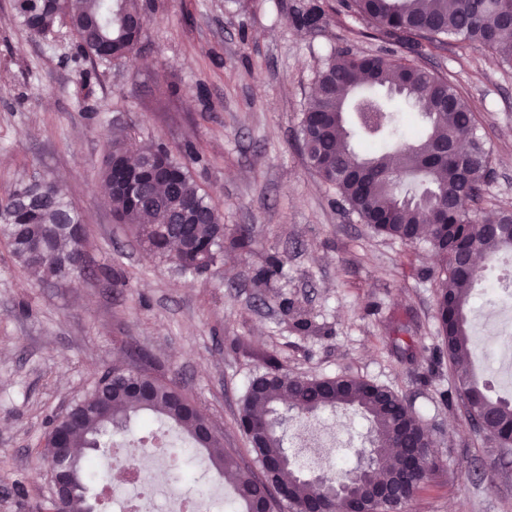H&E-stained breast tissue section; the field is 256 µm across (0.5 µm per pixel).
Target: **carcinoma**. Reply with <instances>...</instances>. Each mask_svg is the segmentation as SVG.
I'll return each mask as SVG.
<instances>
[{
	"mask_svg": "<svg viewBox=\"0 0 512 512\" xmlns=\"http://www.w3.org/2000/svg\"><path fill=\"white\" fill-rule=\"evenodd\" d=\"M58 12L46 0H21L14 5L20 24L35 35H47L57 19L64 17L75 32L82 52L93 60H122L137 47L140 36L132 25L145 17L139 0H63ZM347 10L370 23L387 39L399 44L421 37L430 42L445 40L476 45L493 51L501 61L512 64V0H347ZM326 20L318 5L302 7L294 15L296 25L314 29ZM316 91L300 123L302 149L309 166L336 189L341 199L379 234L407 244L422 236L445 261L437 293L436 311L448 360L457 364L456 382L460 395L480 411L493 416L486 426L491 437L502 435L512 424V404L493 401L470 377L458 356L468 350L470 334L467 309L480 268L472 255L490 260L502 250H512V235L496 233L488 224H512V212L503 211L480 219L470 214L484 181L466 173L468 163L448 151L437 154L448 142V134L468 143L471 155L485 173H490V153L476 130L474 112L458 88L448 79L389 53L375 55L330 54L315 79ZM384 90L390 95L410 96L426 119L421 131L407 143L391 140L392 110L381 105V120L375 135H384L385 149L357 153L351 146L352 133L343 119L347 102L355 93L370 97ZM150 156L160 154L174 180L150 189L162 204L135 207L125 197L109 193L112 212L135 226L139 241L153 253L181 270L200 272L224 255V230L213 221L216 210L194 184L188 166L162 143L142 149ZM34 208L39 223L20 234L9 224L10 212ZM181 210L196 223L190 247L176 243L180 227L169 223L170 211ZM0 236L14 259L42 278L58 279L62 269L72 277L86 274L77 256L84 248V232L61 187L48 195L37 183L29 182L0 198ZM39 241L45 250L37 257L30 243ZM156 362L146 353L137 354L136 373L117 369L95 384L72 408L85 411L82 421L66 431L74 448H106L112 439L128 431L129 421L139 415H161L173 422L204 449L211 464L235 481L241 512H250L259 494L260 479L242 470L233 453L215 436H202L206 417L165 377L155 373ZM304 413L342 406L356 407L370 420L378 447L385 449L379 467L355 483L351 493L366 494L377 476L390 475L399 466L408 444L407 434L423 430L420 419L405 410L400 395L374 382L348 378L300 379L274 369L253 380L237 419L239 430L252 445L259 461L285 454L283 436L270 425L278 406ZM98 453L74 457V493L65 512H86L87 482L97 467ZM433 467L427 454L420 455L416 471L409 477L408 494L414 495ZM288 495L294 512H333L334 504L316 495L314 488L291 466H283L264 479Z\"/></svg>",
	"mask_w": 512,
	"mask_h": 512,
	"instance_id": "obj_1",
	"label": "carcinoma"
}]
</instances>
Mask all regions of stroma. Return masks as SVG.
Here are the masks:
<instances>
[{"instance_id": "obj_1", "label": "stroma", "mask_w": 512, "mask_h": 512, "mask_svg": "<svg viewBox=\"0 0 512 512\" xmlns=\"http://www.w3.org/2000/svg\"><path fill=\"white\" fill-rule=\"evenodd\" d=\"M304 0H140L130 58L93 62L67 22L35 37L0 0V198L33 180L64 188L85 229L90 272L43 281L0 238V512H45L38 467L49 422L110 367L146 351L203 410L243 469L261 465L236 425L252 381L368 379L402 396L435 443V468L405 512H512V452L467 416L435 316L441 267L426 241L363 224L307 165L300 122L331 53L393 52L448 78L472 105L492 174L474 215L512 211V67L488 49L391 43L340 0L318 28L292 21ZM165 144L223 217L224 259L185 273L115 223L102 191L105 149ZM249 233V249L232 241ZM279 273L262 280L271 260ZM480 290L469 304L468 371L492 399L512 386L487 370ZM311 430L328 436L317 472L340 476L367 446L360 410L291 412L289 454ZM173 482L190 493L234 484L203 449Z\"/></svg>"}]
</instances>
